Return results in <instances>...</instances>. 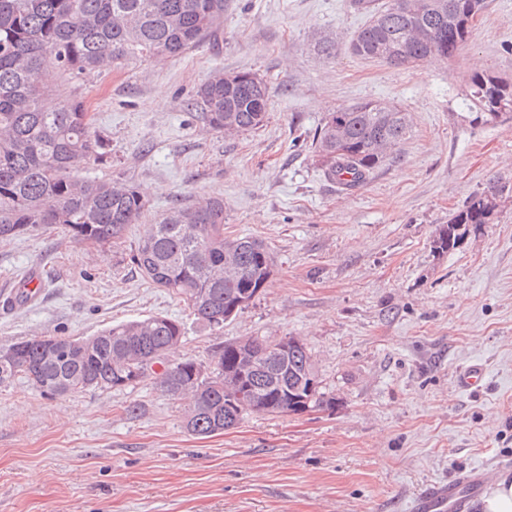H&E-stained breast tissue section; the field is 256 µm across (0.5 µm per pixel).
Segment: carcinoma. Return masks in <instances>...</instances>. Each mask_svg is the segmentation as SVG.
<instances>
[{"instance_id": "carcinoma-1", "label": "carcinoma", "mask_w": 512, "mask_h": 512, "mask_svg": "<svg viewBox=\"0 0 512 512\" xmlns=\"http://www.w3.org/2000/svg\"><path fill=\"white\" fill-rule=\"evenodd\" d=\"M355 0L367 14L349 43L352 55L394 67L430 56L451 58L469 37L486 0ZM224 0H0V239L56 227L74 240L105 249L121 243L146 207L125 183L86 179L81 166L101 143L79 101H60L44 85L47 68L98 73L126 61L176 57L211 35ZM467 106L472 121L495 123L512 115V79L471 74ZM269 88L258 76L237 84L216 72L196 91L209 128L235 135L264 125ZM407 113L377 101L330 112L312 133L324 178L352 190L405 139ZM512 186L490 179L451 214L432 241L454 250L492 223ZM141 276L180 299L197 319L222 327L224 311L245 309L274 272L271 249L253 236L224 232V198L179 206L147 224L131 256ZM180 324L151 315L81 338L32 336L0 347V384L22 376L55 399L68 393L120 390L141 370L181 402L185 428L212 436L246 414L299 415L329 409L316 364L296 336L246 337L215 346L208 362L170 360L182 343Z\"/></svg>"}]
</instances>
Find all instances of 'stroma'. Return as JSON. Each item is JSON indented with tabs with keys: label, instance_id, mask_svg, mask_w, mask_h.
Instances as JSON below:
<instances>
[{
	"label": "stroma",
	"instance_id": "1",
	"mask_svg": "<svg viewBox=\"0 0 512 512\" xmlns=\"http://www.w3.org/2000/svg\"><path fill=\"white\" fill-rule=\"evenodd\" d=\"M366 16L352 0H226L211 36L176 59L48 75L83 102L104 147L83 170L144 196L121 245L94 249L49 228L0 240V290L29 267L39 299L0 310V346L86 337L149 315L179 321V356L207 360L242 336L301 337L329 410L243 416L202 438L152 380L49 400L0 385V512H408L423 485L512 459V197L456 249L432 240L492 177L512 181V119L472 122L467 78L512 79V0H488L455 57L392 67L353 56ZM270 88L258 129L227 137L191 105L211 74ZM373 100L411 132L361 188L327 183L309 135L327 113ZM224 200L226 232L264 240L265 290L213 328L130 262L144 225L199 198ZM486 363L482 387L459 368ZM137 406L129 414L128 406Z\"/></svg>",
	"mask_w": 512,
	"mask_h": 512
}]
</instances>
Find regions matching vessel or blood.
Returning a JSON list of instances; mask_svg holds the SVG:
<instances>
[{
	"label": "vessel or blood",
	"instance_id": "1",
	"mask_svg": "<svg viewBox=\"0 0 512 512\" xmlns=\"http://www.w3.org/2000/svg\"><path fill=\"white\" fill-rule=\"evenodd\" d=\"M486 375L482 362L475 361L461 369L457 376L460 389L471 390L481 385ZM512 469V463L498 461L493 465H476L451 478L421 489L410 501L408 512H470L473 503L486 492L493 479Z\"/></svg>",
	"mask_w": 512,
	"mask_h": 512
}]
</instances>
